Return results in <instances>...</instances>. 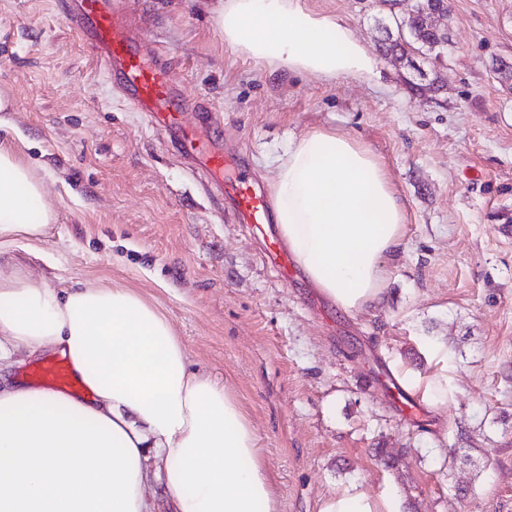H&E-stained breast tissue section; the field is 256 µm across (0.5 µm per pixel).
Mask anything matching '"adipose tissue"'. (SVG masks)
<instances>
[{"instance_id":"1","label":"adipose tissue","mask_w":512,"mask_h":512,"mask_svg":"<svg viewBox=\"0 0 512 512\" xmlns=\"http://www.w3.org/2000/svg\"><path fill=\"white\" fill-rule=\"evenodd\" d=\"M233 53L273 71L325 82L377 77L354 30L304 0H214ZM0 267L9 246L43 239L55 212L2 120ZM279 235L301 273L332 305H377L388 258L404 246L406 213L391 176L356 139L318 129L288 147L268 181ZM54 350L77 393L0 387V512H153L152 480L176 512H278L257 436L234 394L192 370L168 317L132 289L99 283L56 290L0 274V364ZM318 512H404L393 489L336 490Z\"/></svg>"}]
</instances>
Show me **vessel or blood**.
I'll list each match as a JSON object with an SVG mask.
<instances>
[{
	"mask_svg": "<svg viewBox=\"0 0 512 512\" xmlns=\"http://www.w3.org/2000/svg\"><path fill=\"white\" fill-rule=\"evenodd\" d=\"M66 19L107 72L120 75L125 99L144 112L150 124L170 132L178 153L192 159L209 184L232 194L237 222L264 231L271 217L266 195L245 174L225 183L224 171L238 165V156L222 152L188 120V110L206 112L209 104L202 100L189 104L159 53L145 51L135 19L122 11L117 0H69ZM38 377L60 387L77 385L62 361L41 367Z\"/></svg>",
	"mask_w": 512,
	"mask_h": 512,
	"instance_id": "1",
	"label": "vessel or blood"
}]
</instances>
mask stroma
<instances>
[{"label":"stroma","mask_w":512,"mask_h":512,"mask_svg":"<svg viewBox=\"0 0 512 512\" xmlns=\"http://www.w3.org/2000/svg\"><path fill=\"white\" fill-rule=\"evenodd\" d=\"M168 53L182 92L208 101L205 137L239 153L259 186L288 145L329 128L368 144L406 209L405 246L378 305L336 312L302 276L265 263L267 242L229 195L119 93L66 19L65 0H0V96L57 219L15 257L54 289L109 279L171 321L193 368L224 382L252 423L280 512H317L344 487H388L405 512H512V0H452L434 98L380 57L382 0H306L378 55L379 83L269 71L224 45L205 0H122ZM407 371L412 410L375 377ZM444 375L448 398L416 380ZM401 455L385 467L375 455Z\"/></svg>","instance_id":"35a3bbf8"}]
</instances>
